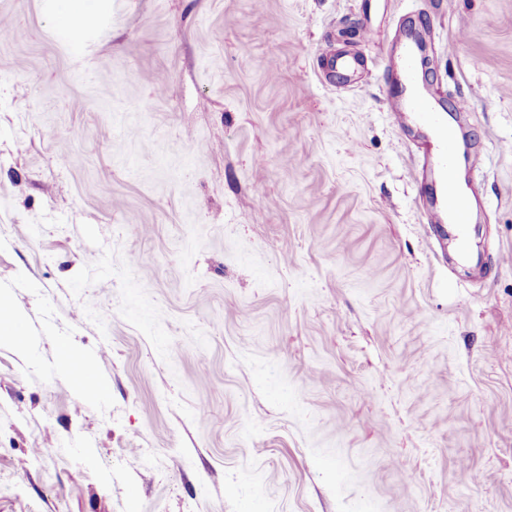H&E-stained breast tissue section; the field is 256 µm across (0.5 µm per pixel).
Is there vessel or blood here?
Here are the masks:
<instances>
[{
  "label": "vessel or blood",
  "instance_id": "vessel-or-blood-1",
  "mask_svg": "<svg viewBox=\"0 0 512 512\" xmlns=\"http://www.w3.org/2000/svg\"><path fill=\"white\" fill-rule=\"evenodd\" d=\"M431 39L429 30L409 26L397 38V65L393 76L404 94L388 97V109L397 118L412 117L426 132L425 163L440 181L428 187V220L438 238H446L449 226H463L470 219L467 196L459 188L456 157L460 137L449 127L445 108L423 73V58Z\"/></svg>",
  "mask_w": 512,
  "mask_h": 512
}]
</instances>
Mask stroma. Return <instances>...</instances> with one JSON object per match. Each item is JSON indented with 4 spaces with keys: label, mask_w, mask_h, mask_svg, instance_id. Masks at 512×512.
<instances>
[{
    "label": "stroma",
    "mask_w": 512,
    "mask_h": 512,
    "mask_svg": "<svg viewBox=\"0 0 512 512\" xmlns=\"http://www.w3.org/2000/svg\"><path fill=\"white\" fill-rule=\"evenodd\" d=\"M417 17L481 154L467 260L386 106ZM0 20V512H512V0ZM19 327L16 317L11 313L6 300L0 298V337L18 343Z\"/></svg>",
    "instance_id": "1"
}]
</instances>
